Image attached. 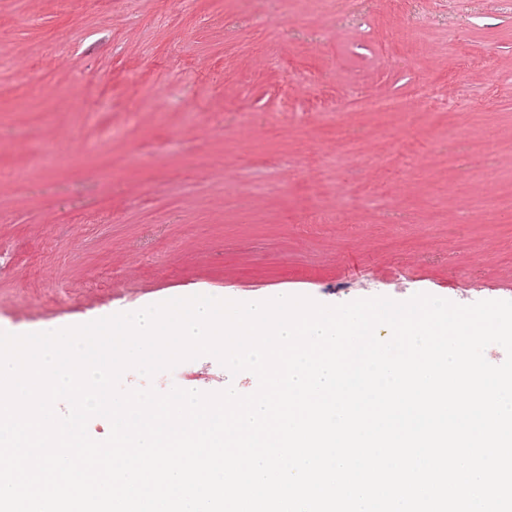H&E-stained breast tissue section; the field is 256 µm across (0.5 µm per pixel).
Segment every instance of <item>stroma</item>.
<instances>
[{
  "instance_id": "stroma-1",
  "label": "stroma",
  "mask_w": 512,
  "mask_h": 512,
  "mask_svg": "<svg viewBox=\"0 0 512 512\" xmlns=\"http://www.w3.org/2000/svg\"><path fill=\"white\" fill-rule=\"evenodd\" d=\"M1 169L0 332L198 294L512 300V0H0ZM350 105L353 109L361 112H383L388 114H403L409 112L410 108L407 100L397 96L384 99L354 97Z\"/></svg>"
}]
</instances>
